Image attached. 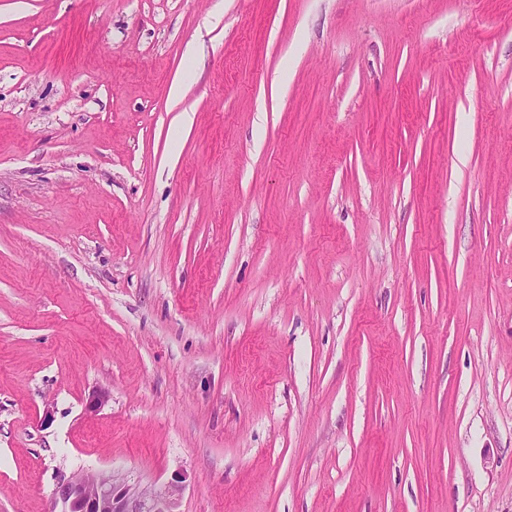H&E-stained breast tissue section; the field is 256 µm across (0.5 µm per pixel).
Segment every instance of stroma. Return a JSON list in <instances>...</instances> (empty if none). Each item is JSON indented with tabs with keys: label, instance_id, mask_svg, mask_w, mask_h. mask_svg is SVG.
<instances>
[{
	"label": "stroma",
	"instance_id": "stroma-1",
	"mask_svg": "<svg viewBox=\"0 0 512 512\" xmlns=\"http://www.w3.org/2000/svg\"><path fill=\"white\" fill-rule=\"evenodd\" d=\"M98 470L512 512V0H0V512Z\"/></svg>",
	"mask_w": 512,
	"mask_h": 512
}]
</instances>
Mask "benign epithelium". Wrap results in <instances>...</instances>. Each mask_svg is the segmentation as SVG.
<instances>
[{
	"label": "benign epithelium",
	"mask_w": 512,
	"mask_h": 512,
	"mask_svg": "<svg viewBox=\"0 0 512 512\" xmlns=\"http://www.w3.org/2000/svg\"><path fill=\"white\" fill-rule=\"evenodd\" d=\"M180 490L171 482L146 492L113 471H86L58 483L55 503L60 512H176Z\"/></svg>",
	"instance_id": "7a95c632"
}]
</instances>
